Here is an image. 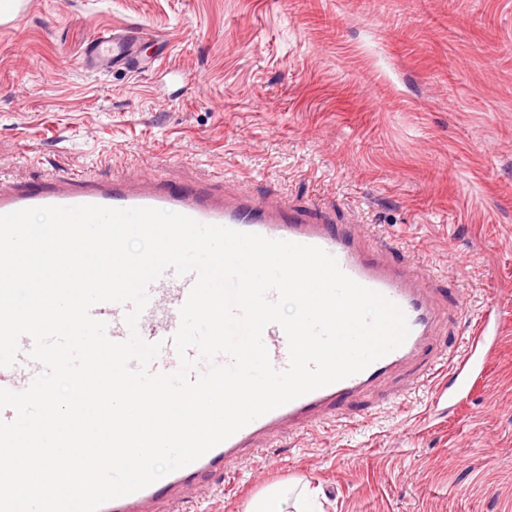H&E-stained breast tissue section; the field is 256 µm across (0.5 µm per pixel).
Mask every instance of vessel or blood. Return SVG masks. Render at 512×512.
<instances>
[{
    "mask_svg": "<svg viewBox=\"0 0 512 512\" xmlns=\"http://www.w3.org/2000/svg\"><path fill=\"white\" fill-rule=\"evenodd\" d=\"M140 47L138 33L102 28L93 37L85 64L92 69L137 67L141 64ZM85 204L117 209L158 208L186 215L203 224L320 247L337 259L346 275L396 305L410 329L399 348L362 372L314 390L255 419L198 460L169 473L164 482H155L135 493L110 500L101 506L100 512H153L155 504L174 500L177 492L190 489L199 478L223 474L225 466L253 453L260 439H274L277 430L286 426L299 430L321 424L337 415L346 402L381 386L393 370L419 359L444 319L435 303V292L427 286L417 265L387 264L381 260L375 241L338 230L325 217L305 218L283 199L259 200L244 194L227 197L195 185L168 187L149 178L103 182L89 176L63 177L49 187L25 191L0 181V214L30 207ZM195 280V273L180 276L174 269H165L148 285L149 302L133 330L125 321V306L100 303L92 308L91 314L107 323V334L112 340H127L135 332L146 342H162L163 348L149 369L154 373L173 372L179 368L180 361L172 337L180 325L179 310ZM499 328L496 310H486L469 336L464 354L448 369L453 381L448 390L449 400L468 399L482 381ZM263 342L273 366L286 369L289 353L283 329L276 324L267 326ZM32 345L30 337L21 338L16 363L0 367V388L24 390L42 373V364L29 356Z\"/></svg>",
    "mask_w": 512,
    "mask_h": 512,
    "instance_id": "b4317fda",
    "label": "vessel or blood"
}]
</instances>
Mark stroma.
<instances>
[{"label": "stroma", "instance_id": "stroma-1", "mask_svg": "<svg viewBox=\"0 0 512 512\" xmlns=\"http://www.w3.org/2000/svg\"><path fill=\"white\" fill-rule=\"evenodd\" d=\"M125 27L152 65L88 71L94 32ZM71 174L282 196L381 237L447 310L435 357L501 315L468 402L400 368L179 512H245L278 482L325 512H512V0H22L0 23V176Z\"/></svg>", "mask_w": 512, "mask_h": 512}]
</instances>
